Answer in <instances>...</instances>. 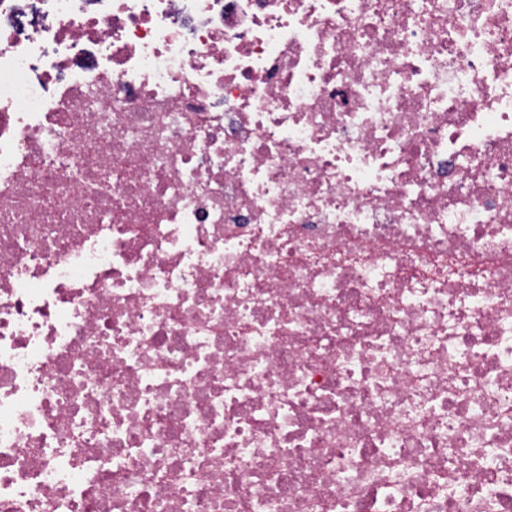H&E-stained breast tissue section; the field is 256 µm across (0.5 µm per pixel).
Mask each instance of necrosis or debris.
I'll return each instance as SVG.
<instances>
[{
    "label": "necrosis or debris",
    "instance_id": "obj_1",
    "mask_svg": "<svg viewBox=\"0 0 512 512\" xmlns=\"http://www.w3.org/2000/svg\"><path fill=\"white\" fill-rule=\"evenodd\" d=\"M0 512H512V0H0Z\"/></svg>",
    "mask_w": 512,
    "mask_h": 512
}]
</instances>
